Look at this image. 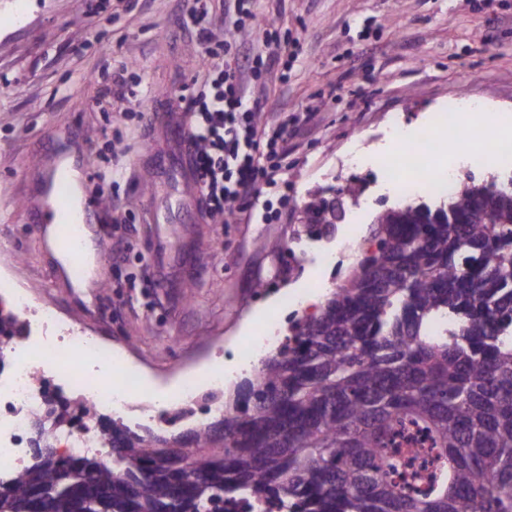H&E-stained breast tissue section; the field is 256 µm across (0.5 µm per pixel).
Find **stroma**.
I'll list each match as a JSON object with an SVG mask.
<instances>
[{"label": "stroma", "instance_id": "35a3bbf8", "mask_svg": "<svg viewBox=\"0 0 512 512\" xmlns=\"http://www.w3.org/2000/svg\"><path fill=\"white\" fill-rule=\"evenodd\" d=\"M193 5L0 0V258H17L21 283L138 368L137 400L155 403V414L124 421L155 430L174 413L158 398L185 377L220 360L225 387L244 378L235 353L264 333L265 315L279 312L296 282L318 279L303 315L320 313L333 270L289 250L305 201L354 188L357 203L321 241L334 246L353 216L369 228L401 201L369 168L407 151L393 124L430 129L452 98L512 115V0H250L259 25L239 35L241 52L264 54L268 22L298 43L290 67L268 66L249 88L260 121H292L277 170L288 204L268 224L238 211L226 224L203 222L180 210L195 186L155 170L148 154L152 144L171 147L158 120L164 94L207 78L198 33L186 24ZM69 140L83 144L91 173H120L101 226L106 256L83 289L60 274L27 209ZM357 148L369 162L354 168Z\"/></svg>", "mask_w": 512, "mask_h": 512}]
</instances>
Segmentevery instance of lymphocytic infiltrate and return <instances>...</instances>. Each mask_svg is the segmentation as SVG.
<instances>
[{
    "label": "lymphocytic infiltrate",
    "mask_w": 512,
    "mask_h": 512,
    "mask_svg": "<svg viewBox=\"0 0 512 512\" xmlns=\"http://www.w3.org/2000/svg\"><path fill=\"white\" fill-rule=\"evenodd\" d=\"M248 0H235L237 19L224 34V53L210 49V20L204 8L188 14L203 43L204 68L212 79L206 90L181 94V108L189 118L187 147L198 174L199 203L208 217L224 213L227 205L256 210L263 222L274 214L264 197L275 179L266 164L278 158L288 141L287 122L264 125L256 120V106L250 105L245 89L246 74L256 73L253 63L243 62L237 33L254 15Z\"/></svg>",
    "instance_id": "1"
}]
</instances>
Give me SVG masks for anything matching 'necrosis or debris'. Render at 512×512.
<instances>
[{"label":"necrosis or debris","mask_w":512,"mask_h":512,"mask_svg":"<svg viewBox=\"0 0 512 512\" xmlns=\"http://www.w3.org/2000/svg\"><path fill=\"white\" fill-rule=\"evenodd\" d=\"M439 137L425 130L401 128L399 139L412 143V151L399 161L376 164V181L385 189L409 194L414 187L429 195L447 196L459 179L453 172L429 170L428 157L448 151L458 155L461 143L475 139L476 123L466 121L456 104L435 113ZM447 144H440V136ZM11 304L14 317L25 324L22 336L0 348V473L23 466L32 445V412L45 397L41 375L80 392L96 414L125 412L140 389L136 371L124 367L110 346L86 336L61 319L54 308L36 303L21 285L13 266H0V301ZM101 430L91 423L77 429L48 434L47 441L60 456H75L99 447Z\"/></svg>","instance_id":"4bbe7bcc"}]
</instances>
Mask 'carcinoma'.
<instances>
[{
    "instance_id": "1",
    "label": "carcinoma",
    "mask_w": 512,
    "mask_h": 512,
    "mask_svg": "<svg viewBox=\"0 0 512 512\" xmlns=\"http://www.w3.org/2000/svg\"><path fill=\"white\" fill-rule=\"evenodd\" d=\"M377 251L291 323L222 414L181 434L102 425L112 458L39 442L0 479V512H512V186L378 213ZM450 334L434 337L440 318ZM60 402L34 412L63 420ZM431 460L408 455L409 427Z\"/></svg>"
}]
</instances>
